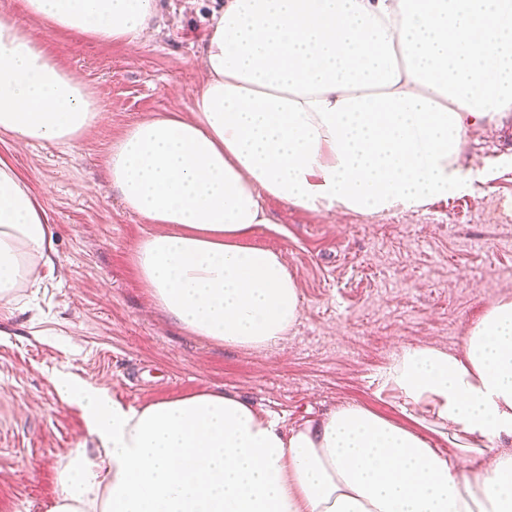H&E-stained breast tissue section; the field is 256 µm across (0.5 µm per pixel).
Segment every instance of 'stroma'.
<instances>
[{
  "mask_svg": "<svg viewBox=\"0 0 512 512\" xmlns=\"http://www.w3.org/2000/svg\"><path fill=\"white\" fill-rule=\"evenodd\" d=\"M216 0H160L150 39L112 43L49 32L46 49L94 93L102 120L72 146H21L7 160L45 208L56 269L0 304V512H44L59 474L95 447L54 376L69 372L141 407L222 387L291 425L343 405L416 428L382 378L407 347L460 348L468 327L512 297V111L471 133L464 157L484 183L406 214L339 215L265 203L254 246L282 252L302 299L277 345L231 348L189 335L155 304L134 264L153 227L107 179L111 147L161 112L190 115L199 49Z\"/></svg>",
  "mask_w": 512,
  "mask_h": 512,
  "instance_id": "stroma-1",
  "label": "stroma"
}]
</instances>
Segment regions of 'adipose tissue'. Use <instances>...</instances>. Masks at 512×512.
Masks as SVG:
<instances>
[{"label":"adipose tissue","mask_w":512,"mask_h":512,"mask_svg":"<svg viewBox=\"0 0 512 512\" xmlns=\"http://www.w3.org/2000/svg\"><path fill=\"white\" fill-rule=\"evenodd\" d=\"M0 15V133L71 145L101 118L29 30L130 43L158 0H24ZM191 117L164 112L111 149L124 206L161 225L134 262L183 331L276 345L299 320L281 252L250 245L274 197L306 210L414 212L471 188L470 133L512 110V0H224ZM47 213L0 159V302L55 270ZM60 400L94 435L45 512H512V298L461 348L403 349L382 391L457 448L362 406L283 426L221 388L141 408L69 373Z\"/></svg>","instance_id":"adipose-tissue-1"}]
</instances>
